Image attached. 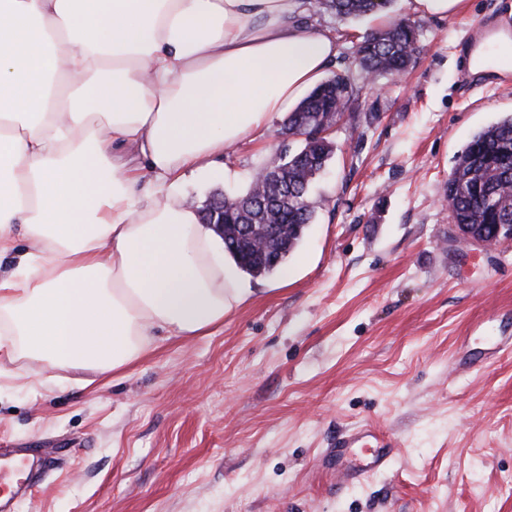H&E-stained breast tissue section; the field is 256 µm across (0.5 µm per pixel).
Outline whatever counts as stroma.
<instances>
[{
	"instance_id": "obj_1",
	"label": "stroma",
	"mask_w": 512,
	"mask_h": 512,
	"mask_svg": "<svg viewBox=\"0 0 512 512\" xmlns=\"http://www.w3.org/2000/svg\"><path fill=\"white\" fill-rule=\"evenodd\" d=\"M390 14L420 27L402 76L357 84L372 124L339 126L314 181L312 224L287 274L247 277L248 298L208 334L158 343L116 374L0 376V448H51L15 512H512V240L455 241L448 175L471 137L512 113V72L463 69L477 27L512 20V0L459 12ZM332 72L350 67L381 18L343 20ZM285 115L224 157L234 180L187 175L189 202L238 195L297 140ZM372 424L400 448L384 471L335 492Z\"/></svg>"
}]
</instances>
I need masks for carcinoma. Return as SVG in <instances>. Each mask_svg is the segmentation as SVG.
<instances>
[{
  "label": "carcinoma",
  "instance_id": "obj_1",
  "mask_svg": "<svg viewBox=\"0 0 512 512\" xmlns=\"http://www.w3.org/2000/svg\"><path fill=\"white\" fill-rule=\"evenodd\" d=\"M392 0H315V5L340 19H360L389 10ZM419 31L407 19L395 18L371 34L354 51V68H348L316 86L288 113V131L308 134L322 124L345 123L357 129L369 123L374 113L354 111L357 80L374 75L403 73L418 50ZM307 150L288 153L280 163L281 182L269 183L263 196L288 192V202L275 214L259 210V194L253 188L239 196L224 197V247L239 268L252 276L278 271L298 247L307 225L312 223L315 203L310 197L313 173L331 156V145L303 142ZM512 153V114L489 125L469 141L458 156L448 178V207L459 224H512V165H492L485 160L489 150ZM279 225L278 235L268 240L263 253L236 237V225L252 224L254 233L266 235V225ZM281 257L273 265L269 256Z\"/></svg>",
  "mask_w": 512,
  "mask_h": 512
}]
</instances>
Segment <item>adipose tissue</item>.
<instances>
[{"mask_svg": "<svg viewBox=\"0 0 512 512\" xmlns=\"http://www.w3.org/2000/svg\"><path fill=\"white\" fill-rule=\"evenodd\" d=\"M308 0H0V353L107 376L223 325L240 270L188 203L339 52Z\"/></svg>", "mask_w": 512, "mask_h": 512, "instance_id": "ef3b65f1", "label": "adipose tissue"}]
</instances>
